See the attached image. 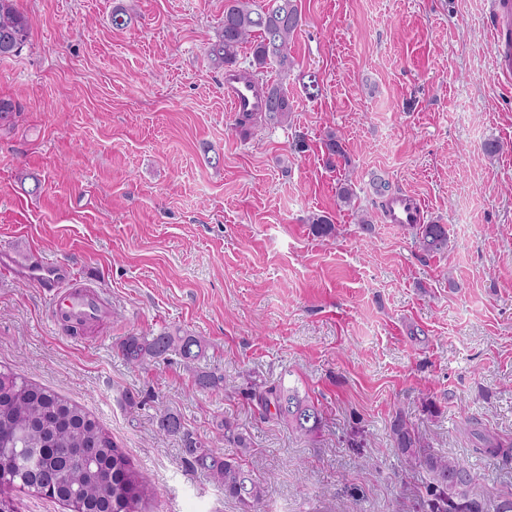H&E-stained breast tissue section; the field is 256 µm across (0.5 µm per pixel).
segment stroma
I'll return each mask as SVG.
<instances>
[{
    "mask_svg": "<svg viewBox=\"0 0 512 512\" xmlns=\"http://www.w3.org/2000/svg\"><path fill=\"white\" fill-rule=\"evenodd\" d=\"M17 6L30 32L0 59L15 107L0 123V250L38 248L107 303L72 334L43 289L0 274V366L85 405L156 489L146 512H245L157 430L167 408L207 442L221 418L246 430L265 512H424L430 475L405 465L398 415L424 452L470 469L483 512L512 499V460L478 440L512 451V85L494 74L489 0H298L295 66L265 71L291 117L260 132L236 125L208 58L224 0ZM331 129L346 150L332 160ZM376 178L447 225V250L383 223ZM314 214L335 237L312 234ZM163 331L204 338L197 365L223 372V393L197 391L176 356L124 363V336ZM262 382L308 393L320 429L263 418L248 395Z\"/></svg>",
    "mask_w": 512,
    "mask_h": 512,
    "instance_id": "stroma-1",
    "label": "stroma"
}]
</instances>
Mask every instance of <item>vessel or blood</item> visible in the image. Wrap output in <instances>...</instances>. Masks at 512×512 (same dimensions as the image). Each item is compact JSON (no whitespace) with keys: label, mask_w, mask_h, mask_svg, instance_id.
<instances>
[{"label":"vessel or blood","mask_w":512,"mask_h":512,"mask_svg":"<svg viewBox=\"0 0 512 512\" xmlns=\"http://www.w3.org/2000/svg\"><path fill=\"white\" fill-rule=\"evenodd\" d=\"M494 17L493 54L497 77L512 81V0H490ZM224 98L234 115L259 112L264 108V98L256 84L239 80L229 74L224 78ZM426 207L416 196L401 192L386 205L385 221L404 227L424 221ZM25 267L29 278L48 293L51 318L68 314L83 321L98 316L102 303L99 296L77 290L75 277L69 266L54 263L36 251H28Z\"/></svg>","instance_id":"1"}]
</instances>
